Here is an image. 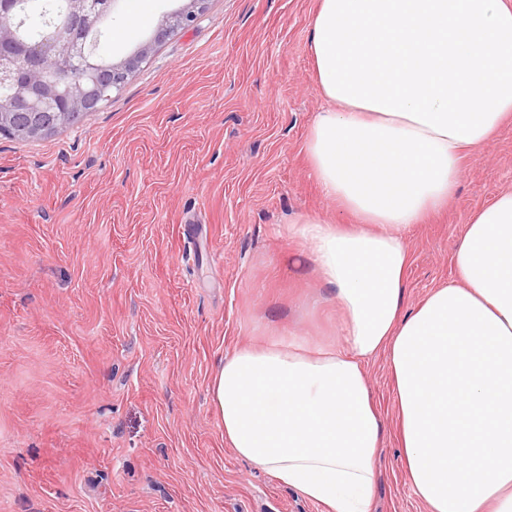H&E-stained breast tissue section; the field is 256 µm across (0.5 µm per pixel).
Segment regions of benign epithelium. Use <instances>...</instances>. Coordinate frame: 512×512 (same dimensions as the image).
Listing matches in <instances>:
<instances>
[{
  "label": "benign epithelium",
  "mask_w": 512,
  "mask_h": 512,
  "mask_svg": "<svg viewBox=\"0 0 512 512\" xmlns=\"http://www.w3.org/2000/svg\"><path fill=\"white\" fill-rule=\"evenodd\" d=\"M206 0H187L180 11L167 15L159 30L190 27ZM18 0H0V136H48L64 127L67 118H83L122 89L151 53L144 45L119 62L98 56L87 35L112 9L96 0H66L67 26L37 41L23 40L14 20Z\"/></svg>",
  "instance_id": "obj_1"
}]
</instances>
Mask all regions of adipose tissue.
<instances>
[{"label": "adipose tissue", "mask_w": 512, "mask_h": 512, "mask_svg": "<svg viewBox=\"0 0 512 512\" xmlns=\"http://www.w3.org/2000/svg\"><path fill=\"white\" fill-rule=\"evenodd\" d=\"M309 53L327 110L306 144L352 216L288 227L339 310L336 340L237 349L210 397L236 456L325 512H374L386 354L407 486L429 512H512V191L474 211L454 276L403 310L406 231L454 194L460 151L512 120V0H319Z\"/></svg>", "instance_id": "adipose-tissue-1"}]
</instances>
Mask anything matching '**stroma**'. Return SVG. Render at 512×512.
I'll return each instance as SVG.
<instances>
[{
    "mask_svg": "<svg viewBox=\"0 0 512 512\" xmlns=\"http://www.w3.org/2000/svg\"><path fill=\"white\" fill-rule=\"evenodd\" d=\"M116 0L99 52L149 58L98 112L0 137V512H324L240 460L209 397L237 348L336 339L334 303L288 226L350 223L306 142L327 109L309 54L318 0ZM454 195L405 233V308L453 276L473 211L512 191V121L467 150ZM385 440L375 512L407 486L385 356L367 367ZM189 2L180 11L167 15L162 20L158 32L175 28L185 29L190 27L197 16L205 8V0H187Z\"/></svg>",
    "mask_w": 512,
    "mask_h": 512,
    "instance_id": "1",
    "label": "stroma"
}]
</instances>
